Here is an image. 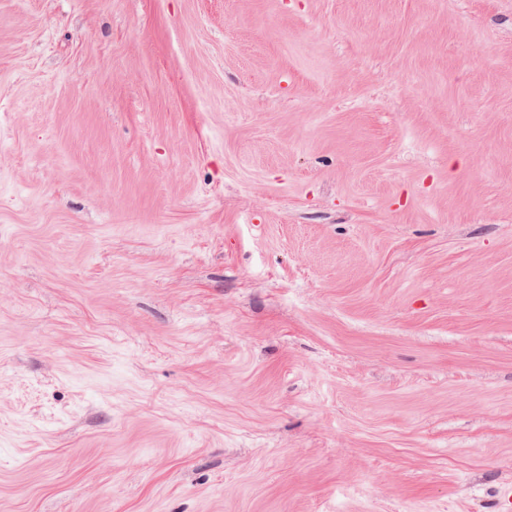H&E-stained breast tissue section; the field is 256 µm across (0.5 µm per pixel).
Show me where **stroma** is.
<instances>
[{
	"instance_id": "1",
	"label": "stroma",
	"mask_w": 512,
	"mask_h": 512,
	"mask_svg": "<svg viewBox=\"0 0 512 512\" xmlns=\"http://www.w3.org/2000/svg\"><path fill=\"white\" fill-rule=\"evenodd\" d=\"M512 0H0V512H498Z\"/></svg>"
}]
</instances>
